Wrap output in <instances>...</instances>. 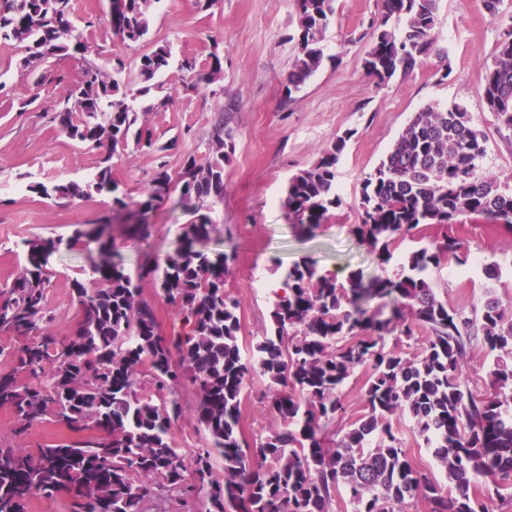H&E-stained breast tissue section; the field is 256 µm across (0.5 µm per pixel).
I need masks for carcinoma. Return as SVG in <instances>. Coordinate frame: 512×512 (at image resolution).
Segmentation results:
<instances>
[{
	"label": "carcinoma",
	"mask_w": 512,
	"mask_h": 512,
	"mask_svg": "<svg viewBox=\"0 0 512 512\" xmlns=\"http://www.w3.org/2000/svg\"><path fill=\"white\" fill-rule=\"evenodd\" d=\"M154 0H112L109 25L128 43L150 31ZM334 0H295L298 36L288 91H297L324 58L323 35ZM403 22L388 27L391 18ZM438 0H382L370 24L363 69L377 83L407 76L430 55H442L436 26ZM20 49L24 67L64 57L82 63L68 105L54 120L65 135L101 150L97 172L86 181L33 182L27 190L63 204L112 195V212L127 216L135 233L148 215L178 194L187 207L224 196V163L236 150V133L215 128L209 158L187 156L175 173L160 168L138 202L118 195L112 159L129 141L153 146L135 99L128 98L125 64L112 69L86 58L87 41L70 19V0H0V49ZM173 64L170 45L143 53L137 67L147 97L155 79ZM222 60L195 74L186 91L219 79ZM483 99L498 129L512 135V25L499 38L483 77ZM351 137L324 148L308 169L288 182L283 207L290 222L312 233L341 198L337 165ZM486 137L461 105L430 104L413 113L384 159L368 173L360 194V223L352 234L382 265L390 246L429 224L451 226L473 216L512 232V184L484 167ZM104 217L77 224L58 244L92 238L104 259L89 275L73 278L69 291L79 318L62 336L44 315L51 284L39 241L28 243L21 272L0 291V335L26 343L0 372V407L12 411L24 434L53 417L71 435L29 452L0 446V512H26L34 496H69V512H163L176 501L188 512H334L347 495L354 512H401L410 500L430 512H492L512 500V307L487 289L471 316L448 308L432 282L446 259L469 260L460 237L407 253L391 277L358 268L344 282L319 271L313 260L288 266L287 292L270 312V326L245 356L240 346V300L225 288L234 256L211 255L194 241L211 224H196L164 263L131 274L112 259ZM512 270L482 264L496 282ZM152 281L190 323L189 333L165 336L140 284ZM369 335H364V332ZM425 335H419V332ZM395 336L394 346L385 338ZM420 345L415 357L398 347ZM480 344L492 356L488 383L473 393L463 374L468 350ZM365 370V411L346 419L342 388ZM265 377L268 409L282 426L254 445L242 438L246 382ZM189 377L197 397L194 414L206 438L189 460L174 447L172 426L184 413L178 389ZM403 419L424 441L445 482L413 464L393 420ZM486 488L481 492L480 488Z\"/></svg>",
	"instance_id": "cac0c4a2"
}]
</instances>
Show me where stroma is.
I'll use <instances>...</instances> for the list:
<instances>
[{
    "label": "stroma",
    "instance_id": "1",
    "mask_svg": "<svg viewBox=\"0 0 512 512\" xmlns=\"http://www.w3.org/2000/svg\"><path fill=\"white\" fill-rule=\"evenodd\" d=\"M154 0L148 43H169L177 58L194 60L205 69L212 55L223 60L221 78L195 91H183L189 76L171 68L160 79L172 106L144 114L154 134L151 149H128L115 158L112 174L130 200L148 191L158 169L177 171L192 153L205 159L215 125L230 117L237 134L236 152L224 167V195L204 203L200 213L165 204L149 220V232L137 237L128 225L113 221L112 248L129 271L164 262L183 235L185 225L205 214L212 229L200 242L214 253L235 246L236 260L226 289L241 302L243 347L263 335L282 270L304 258L316 261L323 273L345 280L357 268L370 274L393 275L398 259L415 249L414 241L393 246L392 263L380 266L360 246L350 227L359 223L361 182L389 151L414 112L439 101L458 103L471 112L487 139L486 168L512 179V140L500 134L482 96L481 78L492 63L504 24L512 22V0H503L498 19L481 9L478 0H441L437 32L444 57H430L406 77L378 84L362 69L372 19L381 0H335V16L324 34L325 56L316 74L300 91L288 92L287 77L296 53L294 0ZM72 19L83 33L88 57L95 62L122 59L130 89L140 86L136 62L148 43L133 44L115 37L107 21V0H71ZM18 51H0V286L12 282L27 263L26 243L69 236L75 225L111 214L112 199L60 205L27 192L28 183L82 181L96 172L97 151L63 134L54 119L80 65L61 61L68 82H45L37 68L19 65ZM348 142L338 164L342 204L313 235L289 223L283 200L289 179L311 167L321 151L340 136ZM460 237L472 255L496 260L512 250V233L463 217ZM97 256L94 243L60 248L49 258L54 277L45 291V309L59 333H67L78 317L68 283L87 272ZM436 293L449 308L471 311L484 299L487 283L475 264L447 263L432 274ZM268 383L261 378L245 387L242 434L247 442L280 427L266 407ZM185 414L172 428L180 455L190 457L201 446L203 430L192 414L195 393L179 391ZM16 421L0 407V445L36 449L66 436L54 419L15 433Z\"/></svg>",
    "mask_w": 512,
    "mask_h": 512
}]
</instances>
